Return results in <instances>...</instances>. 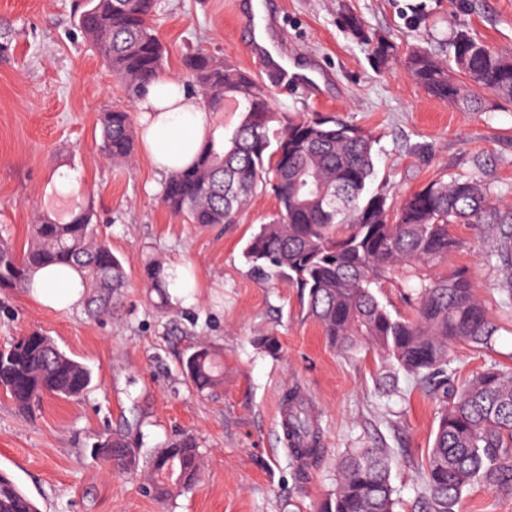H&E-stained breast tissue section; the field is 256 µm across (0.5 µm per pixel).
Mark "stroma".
I'll return each mask as SVG.
<instances>
[{"mask_svg": "<svg viewBox=\"0 0 512 512\" xmlns=\"http://www.w3.org/2000/svg\"><path fill=\"white\" fill-rule=\"evenodd\" d=\"M84 0H0L14 50L0 60V232L22 252L41 211H58L56 189L92 201L98 232L121 260L127 285L109 312L67 313L34 304L22 288H0V344L37 329L92 372L78 398H45L34 415L0 392V472L40 512H315L336 486V462L352 448L391 454L395 512H417L438 405L377 353L331 346L307 313L299 288L266 282L243 257L247 240L276 215L271 192L257 191L236 223L190 224L161 203L164 179L143 152L113 165L101 150L100 113L135 110L122 83L91 50L79 26ZM283 41L300 66L317 58L331 76L318 98L301 88L273 90L279 115L333 114L375 138L370 192L400 200L439 178L476 176L502 203L492 231L460 224L464 246L449 269H468L499 326L493 347L454 349L458 376L497 363L512 368V309L504 285L512 267L497 249L512 232V104L488 100L463 111L426 94L400 64L412 47L447 58V37L462 28L512 53V0H277ZM359 15L388 40L396 63L381 66L372 47L339 22ZM239 0H156L153 26L166 50L164 72L184 78L185 54L202 49L266 76L249 52ZM189 266L195 304L158 308L147 294L149 262ZM276 337L279 355L258 337ZM204 343L224 357V385L199 393L182 362ZM300 389L321 426L323 454L304 466L288 453L279 425L282 396ZM132 425L142 456L176 435L196 437L202 479L161 503L143 493L142 474L121 473L96 456L113 431Z\"/></svg>", "mask_w": 512, "mask_h": 512, "instance_id": "obj_1", "label": "stroma"}]
</instances>
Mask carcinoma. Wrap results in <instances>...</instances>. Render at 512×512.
<instances>
[{
	"label": "carcinoma",
	"instance_id": "carcinoma-1",
	"mask_svg": "<svg viewBox=\"0 0 512 512\" xmlns=\"http://www.w3.org/2000/svg\"><path fill=\"white\" fill-rule=\"evenodd\" d=\"M154 11L155 0H85L79 16L90 47L131 98L141 96L164 66L165 49L151 24ZM343 24L373 45L380 64L393 60V46L372 38L357 15L344 14ZM449 46L444 60L413 48L402 61L428 95L467 110L478 109L489 96L512 101L511 54L491 49L464 29L452 32ZM183 67L187 88L208 110L223 111L228 97L238 103L242 119L223 149L206 138L193 164L166 178L164 205L190 224H234L257 190L271 187L279 210L247 243V263L266 281L284 278L307 290L308 314L332 346L344 352L377 350L441 405L422 475L420 512H457L473 481L512 496V373L489 368L461 382L452 368V347L488 349L498 325L467 272L436 273L463 246L454 226L501 223L490 186L476 177L440 178L395 205L367 191L374 176L370 134L320 113L282 122L267 87L206 52L186 54ZM274 122L280 128H272ZM99 124L105 158L129 162L135 147L131 112L113 105L101 113ZM94 217L89 206L65 220L38 216L21 256L1 235L0 288L26 286L40 268L67 266L85 282L87 307L97 314L110 310L125 287L126 272L99 238ZM145 277L147 288L166 295L161 264L147 267ZM385 283L399 288L404 310L393 313L379 301L375 289ZM183 372L201 392L224 379L216 354L203 344L183 361ZM91 384L90 370L40 330L0 346V390L21 410H32L48 396H81ZM284 404L290 455L317 461L320 430L311 412L295 390L288 391ZM97 454L117 470L139 465L140 448L128 432L112 433ZM337 468L336 488L317 512H394L385 450L352 448ZM199 480L198 444L183 434L151 457L144 489L164 501ZM0 512H39L3 472Z\"/></svg>",
	"mask_w": 512,
	"mask_h": 512
}]
</instances>
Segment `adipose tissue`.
<instances>
[{
	"instance_id": "obj_1",
	"label": "adipose tissue",
	"mask_w": 512,
	"mask_h": 512,
	"mask_svg": "<svg viewBox=\"0 0 512 512\" xmlns=\"http://www.w3.org/2000/svg\"><path fill=\"white\" fill-rule=\"evenodd\" d=\"M137 110L142 151L154 170L167 175L195 160L210 130V114L180 79L158 77L140 97ZM26 293L41 307L68 312L83 302L85 288L75 270L47 267L32 273Z\"/></svg>"
}]
</instances>
